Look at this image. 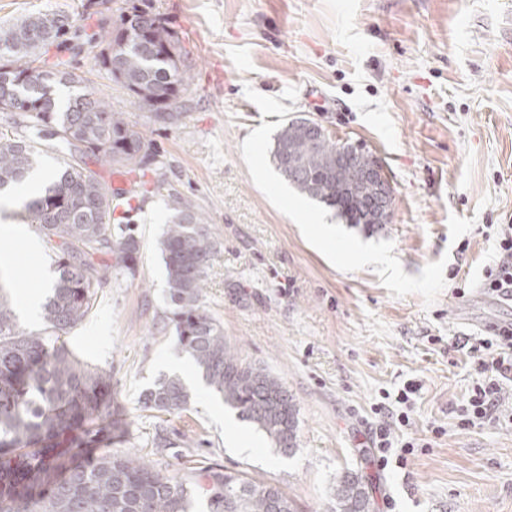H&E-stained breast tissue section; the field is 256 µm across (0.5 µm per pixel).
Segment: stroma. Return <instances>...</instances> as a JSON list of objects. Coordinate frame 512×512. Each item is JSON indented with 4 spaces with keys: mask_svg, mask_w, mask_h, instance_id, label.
<instances>
[{
    "mask_svg": "<svg viewBox=\"0 0 512 512\" xmlns=\"http://www.w3.org/2000/svg\"><path fill=\"white\" fill-rule=\"evenodd\" d=\"M95 0H0V27L65 13L88 31L112 27L117 7ZM188 52L181 119L155 123L83 48L72 65L126 122L154 141L145 177L103 169L130 190L115 213L140 241L135 276H111L65 341L112 378L132 434L122 452L161 474L205 460L281 486L296 512H329L345 469L363 472L374 512H512V425L461 428L477 379L471 345L512 321V303L481 290L500 258L496 225L512 224V0H149ZM379 157L392 219L367 234L299 194L271 158L290 118ZM192 201L217 245L204 305L244 362L267 368L293 394L297 447L280 455L217 397L191 388L187 408L143 409L144 391L177 374L167 273L159 249L172 196ZM23 205L0 202V244L24 290L42 292L57 257L32 228L5 235ZM334 225L329 248L318 223ZM361 247L387 263L351 264ZM416 442L406 468L378 470L366 448L374 404L407 383ZM162 430L167 444L155 447ZM257 441L241 451L229 434Z\"/></svg>",
    "mask_w": 512,
    "mask_h": 512,
    "instance_id": "1",
    "label": "stroma"
}]
</instances>
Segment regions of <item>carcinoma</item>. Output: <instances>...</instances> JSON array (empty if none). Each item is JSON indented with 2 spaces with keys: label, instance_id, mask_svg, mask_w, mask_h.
<instances>
[{
  "label": "carcinoma",
  "instance_id": "obj_1",
  "mask_svg": "<svg viewBox=\"0 0 512 512\" xmlns=\"http://www.w3.org/2000/svg\"><path fill=\"white\" fill-rule=\"evenodd\" d=\"M116 27L103 36L61 14L28 15L0 28V104L23 110L32 137L0 135V190L25 182L49 148L67 155L20 218L56 253V278L43 306V331L27 332L16 322L11 300L0 287V512H294L281 488L192 460L180 478L166 477L139 457L112 450L128 441L131 423L114 407L110 379L78 360L63 335L93 307L112 272L136 273L139 240L113 223L128 191L106 187L97 168L129 172L150 168L154 155L142 131L108 108L97 87L71 69L52 46L69 35L99 48V69L127 89L157 120L181 117V93L191 78L176 33L144 4L117 8ZM77 88L64 105L53 84ZM303 118L285 123L271 149L272 161L299 193L336 210L355 227L373 232L370 198L336 191L339 143L310 141ZM173 306L175 352L189 359L208 388L255 425L283 455L297 443V405L280 378L244 363L224 342L221 323L203 306V290L217 247L205 217L183 198L173 200L159 242ZM189 394L177 376L146 390L144 407L175 414ZM330 512H373L364 476L347 469L336 478Z\"/></svg>",
  "mask_w": 512,
  "mask_h": 512
}]
</instances>
